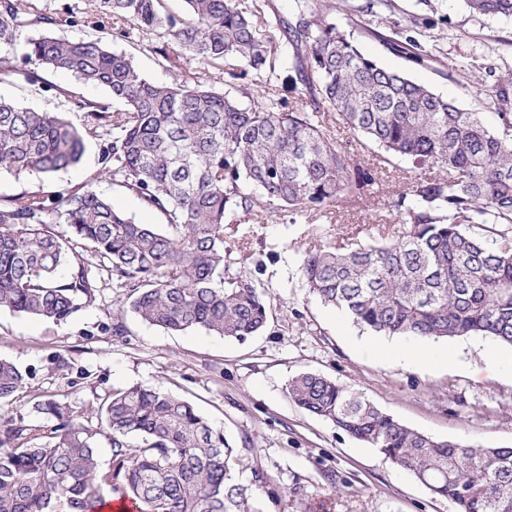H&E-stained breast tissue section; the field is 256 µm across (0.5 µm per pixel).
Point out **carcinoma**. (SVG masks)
<instances>
[{
  "label": "carcinoma",
  "mask_w": 512,
  "mask_h": 512,
  "mask_svg": "<svg viewBox=\"0 0 512 512\" xmlns=\"http://www.w3.org/2000/svg\"><path fill=\"white\" fill-rule=\"evenodd\" d=\"M95 0L92 28L130 21L170 49L188 73L147 79L104 37L60 38L38 0H0V76L16 71L12 48L30 30L25 62L102 88L75 97L84 114L21 108L0 98V171L38 175L37 189L0 198V310L60 322L95 304L98 275L130 291L126 311L169 332L204 331L243 340L268 321L263 295L224 276V221L242 211L286 212L292 223L347 197L373 194L378 168L354 159L320 121L335 111L360 146L408 157L443 178H416L397 194L407 230L354 248L314 244L300 257L310 292L356 325L388 336H484L512 346V75L494 87L472 80L497 127L364 55L336 23L332 0H293L291 20L258 16L237 0ZM473 16L512 15V0H461ZM244 66L252 100L193 81L197 65ZM292 65L310 99H271L280 68ZM122 108L114 109L111 102ZM103 142L101 168L79 187L58 186L86 142ZM111 176L166 227L138 224L93 184ZM29 372L0 358V512H101L112 495L138 512H250L252 484L224 432L194 406L132 385L91 403L96 421L56 395L35 398L39 420L7 409ZM304 411L379 450L454 512H512V448L440 440L407 427L365 396L303 373L287 388ZM107 438V468L98 437Z\"/></svg>",
  "instance_id": "1"
}]
</instances>
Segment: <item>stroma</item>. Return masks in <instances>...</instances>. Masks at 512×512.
<instances>
[{"instance_id":"stroma-1","label":"stroma","mask_w":512,"mask_h":512,"mask_svg":"<svg viewBox=\"0 0 512 512\" xmlns=\"http://www.w3.org/2000/svg\"><path fill=\"white\" fill-rule=\"evenodd\" d=\"M93 0H39L62 16L55 27L67 38L91 34ZM359 49L386 68L401 70L461 108L482 110L469 90L471 77L497 85L512 73V16H472L460 0H345L336 14ZM378 37L364 34V27ZM112 50L131 57L157 83L172 82L179 66L151 50L153 35L125 20L110 21ZM415 46L422 63L390 49L388 39ZM28 66L0 78V96L40 112H61L73 122L78 96L105 98L104 90L73 76L41 70L29 82ZM323 124L357 160L377 163L382 185L375 194L350 198L312 224L290 223L287 213L232 215L224 224L230 252L245 248L251 265L230 263V276L252 279L269 307L266 329L245 342L202 331L170 334L134 315L113 335L108 312L126 302L129 291L102 278L95 305L62 322L40 321L0 311V356L30 370L13 410L29 413L34 397L56 395L84 410L94 395L141 384L191 402L224 431L240 459V478L252 484L251 512H453L384 454L350 437L328 420L312 416L288 398L289 381L316 373L353 388L402 424L437 439L492 448H512V347L479 336L417 340L382 336L361 328L342 311L310 293L298 251L320 227L331 245L368 242L379 225L402 220L392 189L414 181L407 158L360 151L353 135L325 112ZM98 192L141 224L163 223L134 194L111 178ZM431 352L430 363L401 360V352Z\"/></svg>"}]
</instances>
